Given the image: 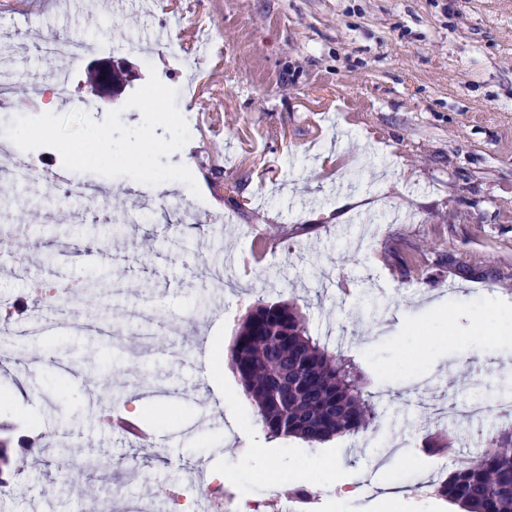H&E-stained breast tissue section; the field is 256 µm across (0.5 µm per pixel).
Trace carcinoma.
Segmentation results:
<instances>
[{
	"instance_id": "obj_1",
	"label": "carcinoma",
	"mask_w": 512,
	"mask_h": 512,
	"mask_svg": "<svg viewBox=\"0 0 512 512\" xmlns=\"http://www.w3.org/2000/svg\"><path fill=\"white\" fill-rule=\"evenodd\" d=\"M229 360L272 437L316 445L368 430L376 418L354 364L320 345L288 302L257 300L229 350ZM435 496L465 512H512V428L495 447L453 465Z\"/></svg>"
}]
</instances>
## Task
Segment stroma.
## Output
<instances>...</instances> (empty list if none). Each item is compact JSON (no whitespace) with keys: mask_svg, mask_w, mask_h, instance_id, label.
<instances>
[{"mask_svg":"<svg viewBox=\"0 0 512 512\" xmlns=\"http://www.w3.org/2000/svg\"><path fill=\"white\" fill-rule=\"evenodd\" d=\"M163 2L105 5L91 23L55 0H0V50H15L29 84L66 71L58 114L91 101L94 121L118 109L134 126L125 103L150 74L176 89L190 139L169 161L199 188L135 193L113 178L125 231L103 247L93 218L72 222L40 182L18 186L9 217L28 236L0 296L29 299L55 271L103 286L79 314L42 308L37 335L0 332L13 353L0 411L32 416L11 434L15 490L0 512H164L187 482L212 485L210 463L244 512H272V499L293 512H452L432 494L449 468L434 437L470 457L512 425L495 404L512 398V0ZM71 32L86 37L78 62L39 52ZM108 39L134 79L96 99L88 68ZM218 210L223 223H208ZM259 298L293 303L311 336L354 359L378 414L367 432L313 447L256 425L226 355ZM144 299L152 335H113ZM143 398L149 443L100 427ZM220 400L232 414L209 412ZM245 448L262 454L243 461ZM314 456L322 466L307 470ZM91 457L110 465L61 492L58 464ZM378 474L401 500L379 499ZM330 479L354 496L299 497Z\"/></svg>","mask_w":512,"mask_h":512,"instance_id":"obj_1","label":"stroma"}]
</instances>
